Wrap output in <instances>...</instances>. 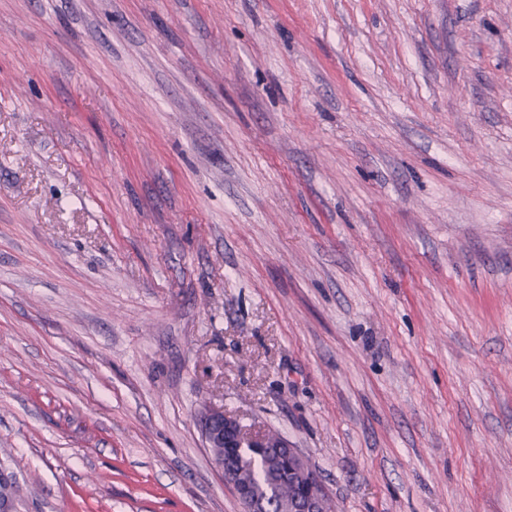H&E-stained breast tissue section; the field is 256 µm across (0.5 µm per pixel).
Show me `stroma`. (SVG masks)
<instances>
[{
	"mask_svg": "<svg viewBox=\"0 0 512 512\" xmlns=\"http://www.w3.org/2000/svg\"><path fill=\"white\" fill-rule=\"evenodd\" d=\"M512 512V0H0L15 512ZM201 433L205 448H224L213 451L218 460L224 456L225 470L236 474L240 472L247 478L255 494L263 501L265 512H288V498L291 492L301 495L299 485L290 484V476L303 472L304 457L298 448H293L279 437L272 441L268 434L255 432L246 433L240 422L224 414V409L205 407L200 415ZM226 456L225 453H233ZM259 450L276 448L281 456L291 459L294 466L289 470L284 460H277L267 452ZM225 481L232 487L235 496L243 507L244 512H263L257 498L254 497L248 483L237 478L226 477ZM326 489L320 481L316 479H312L310 477L303 485H302V499L296 502L298 505L295 509L296 512H321L322 501L324 500L323 495L325 494ZM331 503L330 499L326 498L323 503L322 512H330L331 511Z\"/></svg>",
	"mask_w": 512,
	"mask_h": 512,
	"instance_id": "35a3bbf8",
	"label": "stroma"
}]
</instances>
